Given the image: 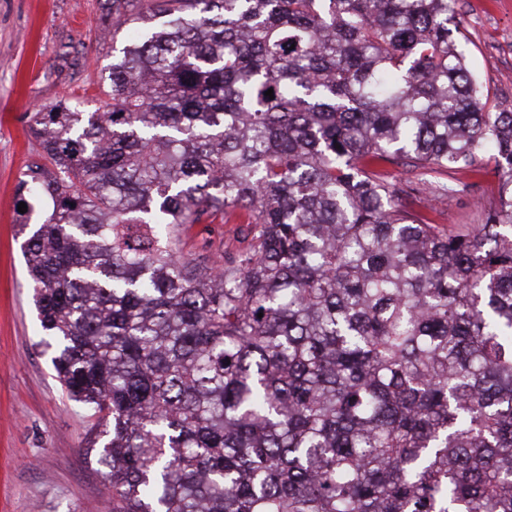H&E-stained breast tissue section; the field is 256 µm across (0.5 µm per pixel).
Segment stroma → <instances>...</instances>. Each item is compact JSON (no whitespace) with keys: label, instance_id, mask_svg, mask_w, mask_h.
<instances>
[{"label":"stroma","instance_id":"obj_1","mask_svg":"<svg viewBox=\"0 0 512 512\" xmlns=\"http://www.w3.org/2000/svg\"><path fill=\"white\" fill-rule=\"evenodd\" d=\"M472 74L500 111H512V0H456ZM113 27L100 0H0V512H105L107 474L98 463V421L69 398L41 328L21 253L17 187L40 144L26 114L64 97L101 98L112 44L131 37ZM438 204L442 225L479 224L498 199L494 174L451 171ZM247 228L213 224L188 230L185 250L241 247Z\"/></svg>","mask_w":512,"mask_h":512}]
</instances>
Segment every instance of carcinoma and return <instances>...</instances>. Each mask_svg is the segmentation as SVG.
Wrapping results in <instances>:
<instances>
[{"mask_svg": "<svg viewBox=\"0 0 512 512\" xmlns=\"http://www.w3.org/2000/svg\"><path fill=\"white\" fill-rule=\"evenodd\" d=\"M453 4L102 0L134 36L28 114L18 201L112 512H512V112ZM487 153L497 205L436 223ZM216 222L247 244L183 252Z\"/></svg>", "mask_w": 512, "mask_h": 512, "instance_id": "carcinoma-1", "label": "carcinoma"}]
</instances>
